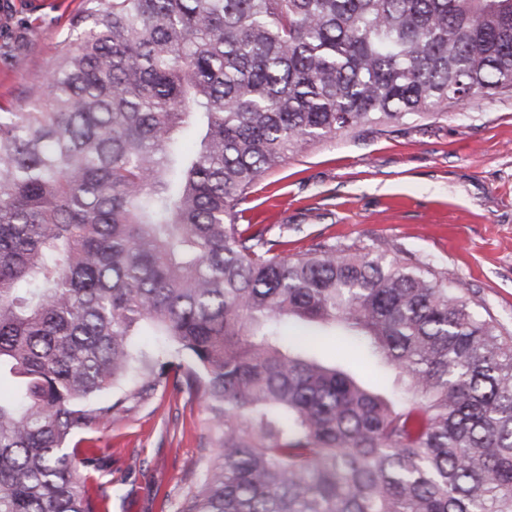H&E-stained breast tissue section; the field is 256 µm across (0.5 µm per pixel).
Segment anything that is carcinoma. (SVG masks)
Instances as JSON below:
<instances>
[{"label":"carcinoma","instance_id":"obj_1","mask_svg":"<svg viewBox=\"0 0 512 512\" xmlns=\"http://www.w3.org/2000/svg\"><path fill=\"white\" fill-rule=\"evenodd\" d=\"M509 89L512 0H86L0 107V512H95L67 442L169 383L217 433L177 512H512V336L469 289L236 223L314 141Z\"/></svg>","mask_w":512,"mask_h":512}]
</instances>
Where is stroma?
<instances>
[{
  "mask_svg": "<svg viewBox=\"0 0 512 512\" xmlns=\"http://www.w3.org/2000/svg\"><path fill=\"white\" fill-rule=\"evenodd\" d=\"M28 26L26 63L0 61V106L24 105L54 64L85 0H9ZM294 257L317 243L414 256L462 282L479 315L512 333V92L451 104L385 134L340 133L264 175L237 208ZM197 395L158 389L100 429L78 434L93 459L98 512H175L215 446Z\"/></svg>",
  "mask_w": 512,
  "mask_h": 512,
  "instance_id": "35a3bbf8",
  "label": "stroma"
}]
</instances>
